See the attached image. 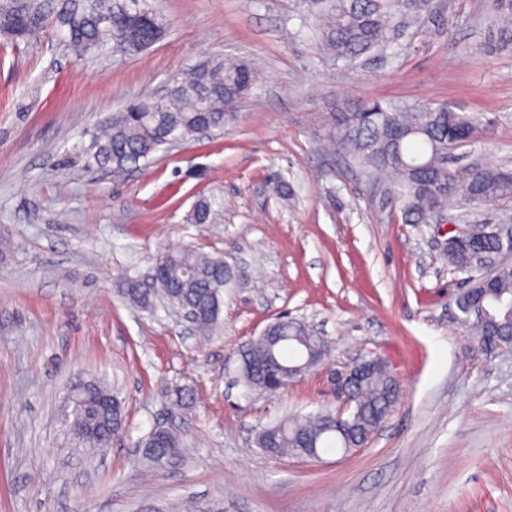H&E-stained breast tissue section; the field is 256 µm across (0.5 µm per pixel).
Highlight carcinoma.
Instances as JSON below:
<instances>
[{
	"label": "carcinoma",
	"mask_w": 512,
	"mask_h": 512,
	"mask_svg": "<svg viewBox=\"0 0 512 512\" xmlns=\"http://www.w3.org/2000/svg\"><path fill=\"white\" fill-rule=\"evenodd\" d=\"M320 45L352 66L362 57L393 48L409 36L431 0H314ZM494 17L503 31L512 30V0H494ZM67 33L74 48L103 47L120 34L138 50L162 38L165 22L149 0H0V39L14 46L47 28ZM258 82L251 64L242 60L208 59L196 72L173 85L165 98H146L112 116L102 134L79 150L87 167L122 169L148 159L173 141L224 129ZM490 120L481 112H456L448 105L385 106L366 103L331 116L327 135L334 146L354 156L376 177L393 178V195L407 224H427L436 210L450 211L457 200L477 206L512 202V169L460 165L454 150L475 141ZM224 209L221 198L200 196L188 220L216 224ZM508 246L492 235L478 234L448 247L445 258L470 284L455 295L456 306L479 303L486 320L476 322L478 335L512 345V264L499 260ZM230 271L224 259L192 246L156 259L146 282L131 280L126 296L142 307L158 298L193 311L201 332L216 327L224 285ZM275 340L252 341L239 359L238 376L253 391L284 390L293 377L288 369L306 365L320 340L304 322L279 316ZM396 383L387 366L368 367L354 387L353 412L337 426L330 411L295 413L264 429L257 437L264 451L275 455L318 457L329 451L349 453L378 428L396 400ZM64 424L76 443L89 450L110 445L112 431L123 428L118 398L91 382ZM152 465L177 456L178 437L144 443Z\"/></svg>",
	"instance_id": "carcinoma-1"
}]
</instances>
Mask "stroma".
<instances>
[{
	"mask_svg": "<svg viewBox=\"0 0 512 512\" xmlns=\"http://www.w3.org/2000/svg\"><path fill=\"white\" fill-rule=\"evenodd\" d=\"M151 3L167 32L138 53L81 55L52 29L0 45V512H512V346L459 323L446 225L404 223L325 130L329 113L366 102L447 104L495 119L466 162L512 168V35L489 0H434L398 55L353 67L321 49L306 0ZM225 55L260 78L223 131L123 171L84 166L77 147L113 114ZM212 194L221 223H188ZM186 245L231 271L209 336L123 293ZM285 312L327 353L281 392H247L238 351ZM371 357L399 394L365 447L318 460L259 448L263 427L336 409L332 374ZM87 381L125 416L93 458L61 426ZM158 426L182 454L153 466L142 444Z\"/></svg>",
	"mask_w": 512,
	"mask_h": 512,
	"instance_id": "1",
	"label": "stroma"
}]
</instances>
